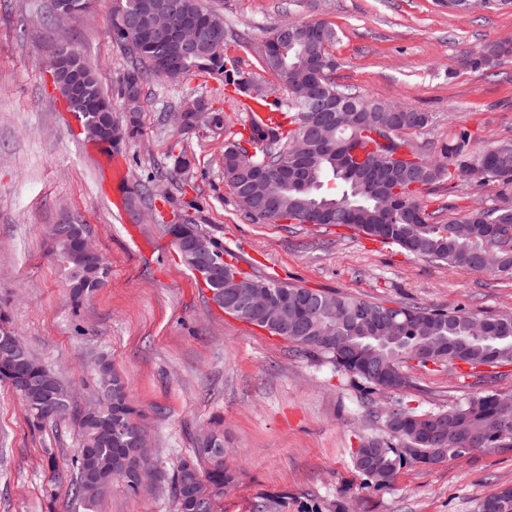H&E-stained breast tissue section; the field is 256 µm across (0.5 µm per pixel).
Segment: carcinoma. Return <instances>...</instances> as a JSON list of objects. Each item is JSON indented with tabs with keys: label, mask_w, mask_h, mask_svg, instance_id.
<instances>
[{
	"label": "carcinoma",
	"mask_w": 512,
	"mask_h": 512,
	"mask_svg": "<svg viewBox=\"0 0 512 512\" xmlns=\"http://www.w3.org/2000/svg\"><path fill=\"white\" fill-rule=\"evenodd\" d=\"M118 4L139 17L153 35L152 53L173 51L168 30L177 23L155 9V0H118ZM221 29L210 37L211 49L205 55L184 57L175 70L159 73L151 58L131 46L133 34L110 29V35L129 57L113 93L121 101L131 98L134 107L126 111L124 124L112 121L123 142L141 136L138 112L144 85L163 77L179 81L194 75H219L224 78V102L237 111L248 110L245 100L270 103L281 111L283 121L277 126L262 124L252 118L243 130L224 144V180L232 190L245 215L261 219L270 193L241 192L238 176L231 168L238 151L255 149V161L266 168L273 179L291 163L299 169L294 184L275 183V203L279 216L303 224L314 218L322 226L347 227L382 242L396 244L407 252L432 262L445 263L461 271L476 272L487 252L499 258L497 275L512 276V139H501L489 148H476L475 133L463 127L448 141L441 154L430 156L406 137L411 130L426 127L431 116L406 104H394L366 95L360 90L336 83L325 69L321 82L322 99L358 101L365 112H323L301 95L308 81L307 68L319 55L322 45L333 47L336 30L323 21H308L276 27L288 33L279 38L277 51L271 55L258 48L264 67L279 77L288 93L285 98L253 95L240 83L244 73L228 56L224 20ZM512 55V41L505 40L472 51L463 66L476 71L491 69ZM90 75L89 93L68 99L69 109L82 123L96 124L98 113L92 111L88 98L111 97L102 88L95 70L80 59ZM391 128L390 142L383 145L371 134V128ZM360 139L374 142L375 150L364 161L348 157V148ZM383 153L388 162L400 169L415 170L418 177L401 185L392 203L373 193L368 168L373 156ZM446 182L455 187L473 184L489 192L488 208L472 209L466 217L441 219L422 206L420 199L436 185ZM54 253L64 268L69 298L79 310L103 284L108 266L102 254L85 250L87 237L83 224H56L51 230ZM266 288L276 302L288 300V317L295 319L287 341L300 351L321 356L339 370L356 377L372 389L402 390L408 386L403 373L410 355L429 352L437 362L458 361L475 370L481 366L512 363V312L481 317L482 336H475V315L459 309H443L401 303L391 308L396 314L397 333L378 320L370 323L359 316L365 309H382L381 303L369 302L347 294L324 293L296 285L246 276ZM20 346L13 354L12 373L0 369V382L11 384L18 376L31 387L16 391L29 425L41 431L58 418L72 417L79 436L78 448L58 468L48 457L53 472L51 490L66 488L79 501L83 512H101L102 505L120 482L138 494L142 485L129 482L125 471L136 467L133 449L138 447L141 410L132 401L128 387L106 354L98 356L93 367L96 399L82 409L73 406L70 388L22 342L11 324L4 306H0V360L13 342ZM385 436L362 439L353 453L354 469L373 486L390 484L397 473L401 456L397 448L410 449L409 456L424 465H435L467 453V449L512 448V410L505 412L496 401V393L486 392L464 404L426 414L396 405L382 415ZM222 445L218 433L203 440L192 456L182 459L173 472L164 475L172 496L174 512H215L237 476L218 461L214 449ZM478 512H512V487L500 488L485 496Z\"/></svg>",
	"instance_id": "cac0c4a2"
}]
</instances>
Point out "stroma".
I'll return each mask as SVG.
<instances>
[{
	"label": "stroma",
	"instance_id": "obj_1",
	"mask_svg": "<svg viewBox=\"0 0 512 512\" xmlns=\"http://www.w3.org/2000/svg\"><path fill=\"white\" fill-rule=\"evenodd\" d=\"M224 17L228 51L239 69L275 96L279 78L257 46L283 22L332 23L336 83L430 113L410 137L439 154L460 127L479 132L478 148L512 138V57L487 71L462 69L461 55L512 40V0L455 10L448 0H213ZM113 0L67 28L105 88L128 64L109 34ZM52 0H0V302L27 345L73 391L95 396L92 360L111 356L143 411L151 462L164 472L223 422L226 462L238 479L217 512H477L480 500L512 486V449L476 450L437 465L404 457L394 482L366 484L351 458L366 436L384 433L381 413L400 404L419 413L447 409L480 392L512 395V364L473 377L462 364L407 363L408 386L367 393L328 360L237 320L199 288L169 235L171 211L201 208L209 236L238 269L322 292L392 305L409 302L474 315L512 311V278L461 272L343 227L246 218L224 181V136L203 128L177 133L162 116L196 96L219 100L218 76L153 80L141 101L139 140L111 152L84 139L51 78ZM186 153L182 180L164 181L172 204L141 212L115 205L119 188L142 189L155 171ZM485 191L439 185L422 203L456 217ZM87 224L108 274L80 314L51 249L54 224ZM78 446L70 422L31 430L12 389L0 384V512H81L66 491L48 498L46 458L66 462ZM102 512H173L168 491L133 494L114 486Z\"/></svg>",
	"mask_w": 512,
	"mask_h": 512
}]
</instances>
